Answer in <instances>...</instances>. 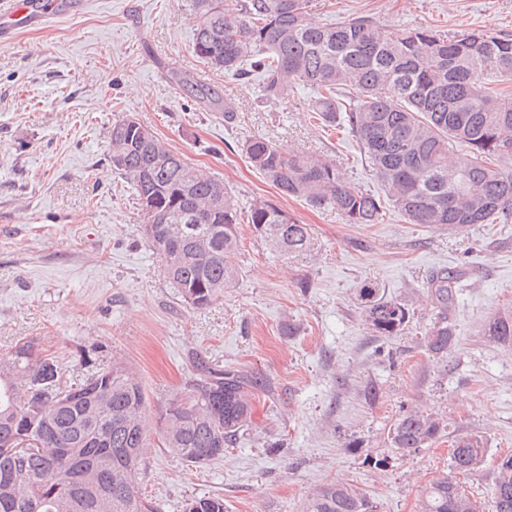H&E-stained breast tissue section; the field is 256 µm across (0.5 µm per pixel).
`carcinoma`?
<instances>
[{
    "mask_svg": "<svg viewBox=\"0 0 512 512\" xmlns=\"http://www.w3.org/2000/svg\"><path fill=\"white\" fill-rule=\"evenodd\" d=\"M309 0H192V50L208 67L236 78L260 79L268 102L310 86L318 97L311 118L321 130L345 129L357 140L383 194L352 184L336 161L294 151L263 136L244 145L251 165L281 194L312 207H331L348 224H379L393 209L409 224L453 226L512 220V34L442 33L383 25L367 15L320 24ZM208 109L231 107L202 85L192 90ZM112 166L137 197L145 234L167 279L189 305L224 296L238 273L239 207L224 182L205 176L149 127L118 119L109 131ZM469 150L461 167L455 148ZM247 221L270 253L309 248L311 228L267 199L248 206ZM461 279L440 270L428 289L439 319L424 337L434 355L455 345L448 308ZM366 324L377 336L404 333L408 304L378 286L360 288ZM485 335L512 347V310L494 315ZM192 372L160 416L163 448L201 467L224 456L252 423V399L264 381L191 353ZM146 394L134 371L111 363L79 382L50 354L18 341L0 359V512H160L139 490L136 471L148 433ZM436 411L412 409L389 430L390 447L415 453L444 436ZM451 471L480 470L487 443L476 433L448 439ZM494 512H512V455L492 478ZM478 501L456 478L426 486L418 512H477ZM184 512H224V498L193 497ZM304 512H375L362 488L334 481L307 501Z\"/></svg>",
    "mask_w": 512,
    "mask_h": 512,
    "instance_id": "carcinoma-1",
    "label": "carcinoma"
}]
</instances>
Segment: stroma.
<instances>
[{
    "label": "stroma",
    "mask_w": 512,
    "mask_h": 512,
    "mask_svg": "<svg viewBox=\"0 0 512 512\" xmlns=\"http://www.w3.org/2000/svg\"><path fill=\"white\" fill-rule=\"evenodd\" d=\"M309 12L321 24L369 15L406 28L512 34V0H310ZM194 29L190 0H85L0 44V356L30 340L74 380L87 360L124 363L142 382L152 430L191 374V350L261 377L255 429L223 458L192 467L151 439L138 483L161 512L202 495L223 497L225 512H303L318 486L337 479L365 489L379 512H417L450 460L444 438L410 455L390 447L391 425L415 407L442 412L449 431L486 438L483 470L459 482L491 506L493 470L512 455V349L484 328L512 306V224L463 233L393 213L348 224L335 209L282 196L248 163L250 137L330 156L361 189L381 184L355 137L311 124L313 89L266 102L257 80L193 55ZM182 76L215 89L233 119L197 104ZM125 117L223 181L240 207L262 197L310 225L309 251L272 257L240 224L233 287L207 307L187 305L110 160L109 131ZM441 269L463 273L448 310L456 346L444 357L424 345L438 317L426 281ZM367 283L408 301L402 335L377 336L365 324L358 294Z\"/></svg>",
    "instance_id": "stroma-1"
}]
</instances>
